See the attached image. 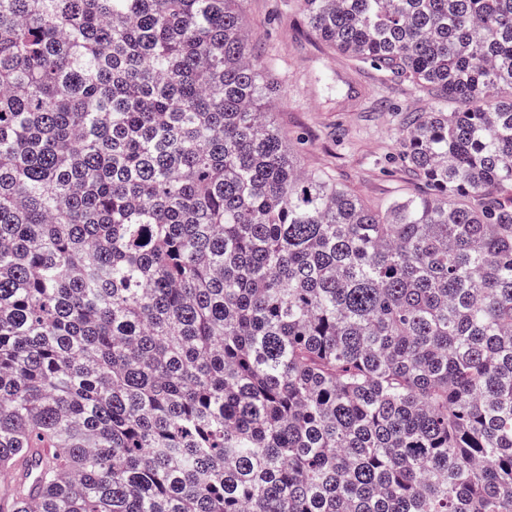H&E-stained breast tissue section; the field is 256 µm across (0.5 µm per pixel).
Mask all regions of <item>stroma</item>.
Returning <instances> with one entry per match:
<instances>
[{"label":"stroma","mask_w":512,"mask_h":512,"mask_svg":"<svg viewBox=\"0 0 512 512\" xmlns=\"http://www.w3.org/2000/svg\"><path fill=\"white\" fill-rule=\"evenodd\" d=\"M243 10L258 63L274 82L276 124L299 140L302 168L329 172L373 206L418 192L395 156L405 115L428 111L431 96L329 51L300 0H244Z\"/></svg>","instance_id":"35a3bbf8"}]
</instances>
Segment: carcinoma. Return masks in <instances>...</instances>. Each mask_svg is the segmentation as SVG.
<instances>
[{
	"mask_svg": "<svg viewBox=\"0 0 512 512\" xmlns=\"http://www.w3.org/2000/svg\"><path fill=\"white\" fill-rule=\"evenodd\" d=\"M242 2L0 0V474L45 454L27 512H512V0H301L434 99L379 207L297 165Z\"/></svg>",
	"mask_w": 512,
	"mask_h": 512,
	"instance_id": "1",
	"label": "carcinoma"
}]
</instances>
